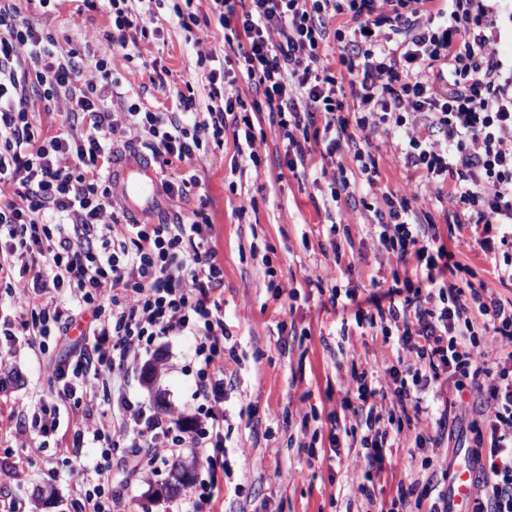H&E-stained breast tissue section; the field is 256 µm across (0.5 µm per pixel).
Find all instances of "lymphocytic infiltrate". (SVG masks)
<instances>
[{"mask_svg":"<svg viewBox=\"0 0 512 512\" xmlns=\"http://www.w3.org/2000/svg\"><path fill=\"white\" fill-rule=\"evenodd\" d=\"M113 47L138 54L140 14L129 0H108ZM220 25H237L233 50L248 82L261 91L285 144L291 172L308 169L317 150L333 158L352 153L359 182L337 174L330 193L338 208L358 185L375 188L378 165L369 135L392 132L419 187L447 194L454 224L473 227L498 287L466 277V267L440 244L414 205L415 194L382 193L373 207L379 253L394 259L387 290L357 301L331 290L329 301L355 308L343 338L370 329L390 341L396 362L378 381L369 363L351 360L340 402L351 412L339 425L329 413L328 440L340 453L360 440L358 489L379 512H448V478L424 462L423 480L398 484L378 502L380 484L403 433L416 446L440 447L466 413L464 392L476 395L471 454L481 463L471 512H512V0H211ZM337 20L329 29V20ZM340 48L342 75L322 65L329 42ZM228 71L206 74L210 102L197 111L191 96L174 112L130 106L112 111L121 86L107 64L85 76L76 52L58 53L52 36L21 18L14 0H0V289L22 316L0 326V370L17 335L46 354L78 320L82 351L54 364L51 391H36L22 407L13 437L43 451L61 423L72 425L68 477L85 512H121L105 482V462L118 453L139 474L157 472L179 449L199 448L204 472L179 512H204L223 491L230 467L224 449V326L217 296L224 267L213 243L205 204L159 224L127 222L107 172L112 151L128 132L163 166L191 165L232 136L237 153L260 164L254 125L239 93L226 90ZM347 84H340V77ZM357 100L356 118L344 114V87ZM65 115L67 128L44 135L32 98ZM233 123H226V116ZM169 336L192 338L196 366L192 418L172 421L152 411L128 388L141 355ZM111 390L99 407L94 387ZM91 443L103 461L94 471L71 461L72 448Z\"/></svg>","mask_w":512,"mask_h":512,"instance_id":"1","label":"lymphocytic infiltrate"}]
</instances>
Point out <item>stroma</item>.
Returning <instances> with one entry per match:
<instances>
[{
    "label": "stroma",
    "instance_id": "1",
    "mask_svg": "<svg viewBox=\"0 0 512 512\" xmlns=\"http://www.w3.org/2000/svg\"><path fill=\"white\" fill-rule=\"evenodd\" d=\"M80 0H18L23 18L50 33L59 51H77L86 68L106 60L114 76L125 77L134 63L113 48L105 34L111 29L105 0H95L91 9H80ZM147 38L139 42L143 59L165 66V74L142 71L134 87L113 99L112 109L127 111L131 105L155 111L174 110L177 93L196 99L198 111L209 102V86L197 65L202 53L224 54L226 31L217 21L198 25L193 32L181 28L171 0L149 12L140 0ZM260 165L239 161L232 137L223 148L211 149L195 163L199 185L188 199L160 200L154 222L172 218L206 199L215 226L216 248L224 264V295L221 307L231 334L234 356L224 365L232 387L224 393V444L232 475L224 491L210 506L211 512H343L353 505L364 512L366 502L345 467L331 466L327 453L310 458L300 451L304 412L310 408L331 411L338 407L339 391L347 387L352 354L367 358L385 369L396 353L381 337L364 334L352 344L339 343L336 331L343 317L341 308L328 306L327 288L356 292L367 297L372 279L388 280L396 264L377 255L364 203L373 197L365 189L356 193L359 206L342 201L351 224L348 231L330 234V221L323 201L330 196L329 183L338 164L324 159L322 170L296 176L285 167L278 128L268 114L254 125ZM371 152L381 176L382 190L405 189L409 174L396 149L397 137L378 133L371 138ZM254 202L239 213V199ZM419 208L429 223L438 227L443 241L454 248L455 258L470 266L489 286L497 281L491 263L470 230H458L448 222V205L424 195ZM276 270L284 296L272 298L264 283L266 266ZM296 288L300 300L287 296ZM191 340L185 336L166 339L161 355H144L142 362L157 369L155 378L134 377L131 392L151 403L161 415L190 416L194 380L190 363ZM48 372L25 341L15 345L13 369L0 373V423L16 425L14 411L28 402L37 387H46ZM71 432L59 428L46 451L33 454L13 447L11 459L28 461V476L17 484L0 473V499L14 502L17 512H78L77 493L64 477L50 478L57 466L54 446L68 444ZM171 467L150 479H116L125 512H177L188 487L169 495ZM48 487L53 498L37 500L39 488Z\"/></svg>",
    "mask_w": 512,
    "mask_h": 512
}]
</instances>
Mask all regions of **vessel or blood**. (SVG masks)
I'll use <instances>...</instances> for the list:
<instances>
[{
	"label": "vessel or blood",
	"instance_id": "1",
	"mask_svg": "<svg viewBox=\"0 0 512 512\" xmlns=\"http://www.w3.org/2000/svg\"><path fill=\"white\" fill-rule=\"evenodd\" d=\"M112 182L133 219L149 214L157 193L154 169L143 157L123 155L112 163ZM478 466L471 458H463L456 465L448 483V512H470L474 473Z\"/></svg>",
	"mask_w": 512,
	"mask_h": 512
}]
</instances>
